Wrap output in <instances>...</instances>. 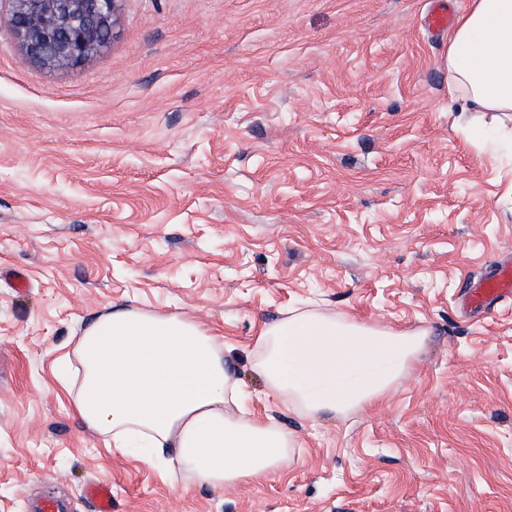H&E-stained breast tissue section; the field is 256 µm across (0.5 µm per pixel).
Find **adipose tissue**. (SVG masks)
Here are the masks:
<instances>
[{"mask_svg":"<svg viewBox=\"0 0 512 512\" xmlns=\"http://www.w3.org/2000/svg\"><path fill=\"white\" fill-rule=\"evenodd\" d=\"M448 98L462 126L512 155V126L479 112H512V0H471L448 36ZM425 334L319 310H289L259 330L253 369L297 416L344 418L383 400L413 368ZM67 386L82 423L145 464L181 467L201 484L231 488L283 467L295 436L249 410L227 371L219 333L193 316L117 308L78 337Z\"/></svg>","mask_w":512,"mask_h":512,"instance_id":"ef3b65f1","label":"adipose tissue"}]
</instances>
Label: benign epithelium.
Returning <instances> with one entry per match:
<instances>
[{
  "instance_id": "benign-epithelium-1",
  "label": "benign epithelium",
  "mask_w": 512,
  "mask_h": 512,
  "mask_svg": "<svg viewBox=\"0 0 512 512\" xmlns=\"http://www.w3.org/2000/svg\"><path fill=\"white\" fill-rule=\"evenodd\" d=\"M6 23L27 55L57 72L108 49L120 0H9Z\"/></svg>"
}]
</instances>
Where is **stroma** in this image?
<instances>
[{"label":"stroma","mask_w":512,"mask_h":512,"mask_svg":"<svg viewBox=\"0 0 512 512\" xmlns=\"http://www.w3.org/2000/svg\"><path fill=\"white\" fill-rule=\"evenodd\" d=\"M431 0H121L109 48L51 72L0 22V512H512V160L448 109ZM29 281L18 292L9 277ZM316 301L426 331L379 404L265 395L263 324ZM193 315L299 446L230 489L170 481L74 414L62 365L115 308ZM512 294V267H501L496 273L487 278L480 280L475 288H472L468 295L467 301L471 305H479L487 299L510 297ZM96 512H112V488L108 484L91 483L85 490Z\"/></svg>","instance_id":"35a3bbf8"}]
</instances>
